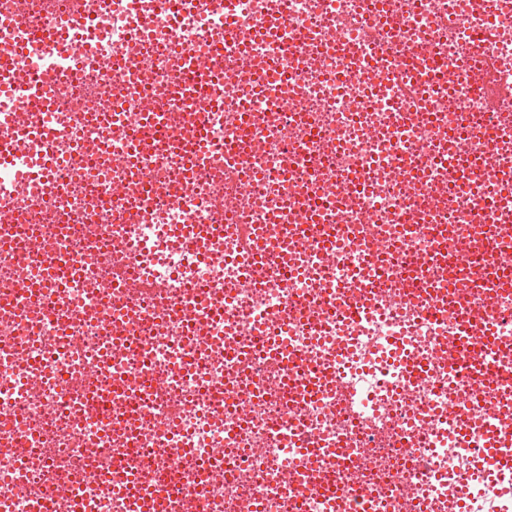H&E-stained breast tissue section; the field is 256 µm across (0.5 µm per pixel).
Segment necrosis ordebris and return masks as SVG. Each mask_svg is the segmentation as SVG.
Returning <instances> with one entry per match:
<instances>
[{
  "instance_id": "obj_1",
  "label": "necrosis or debris",
  "mask_w": 512,
  "mask_h": 512,
  "mask_svg": "<svg viewBox=\"0 0 512 512\" xmlns=\"http://www.w3.org/2000/svg\"><path fill=\"white\" fill-rule=\"evenodd\" d=\"M233 4L0 0V53L17 21L102 33L43 117L48 46L0 80V142L25 141L0 165V512H512L475 454L494 386L446 351L469 308L512 344V291L480 284L512 255V0H292L280 34L281 0Z\"/></svg>"
}]
</instances>
